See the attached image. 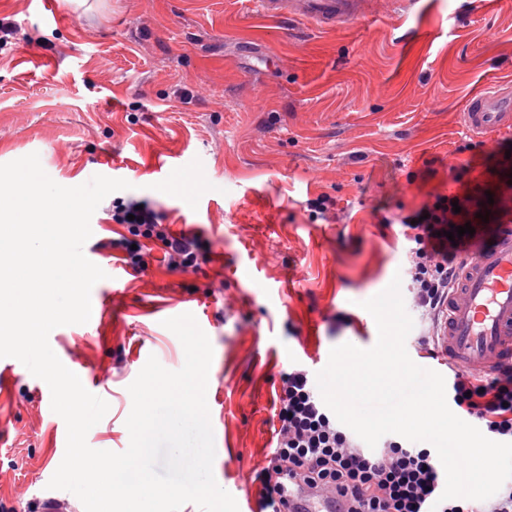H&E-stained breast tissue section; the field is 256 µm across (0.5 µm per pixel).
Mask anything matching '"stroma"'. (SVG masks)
Masks as SVG:
<instances>
[{"label": "stroma", "mask_w": 512, "mask_h": 512, "mask_svg": "<svg viewBox=\"0 0 512 512\" xmlns=\"http://www.w3.org/2000/svg\"><path fill=\"white\" fill-rule=\"evenodd\" d=\"M14 43L0 46V164L35 153L58 184L103 175L130 187L174 232L192 226L213 259L168 267L152 244L146 270L108 243L122 234L104 198L84 253L112 275L96 283L100 320L60 326L49 344L109 404L87 434L125 451L128 391L149 357L185 361L165 319L193 314L213 359L206 393L213 474L235 499L276 443L282 372L316 375L332 347L368 349L361 306L406 273L410 242L395 223L449 170L497 164L512 132L468 151V96L512 83V0H372L335 28L269 18L254 0H0ZM327 196L326 213L310 200ZM345 324H337V314ZM0 402V500L37 512L61 464L64 420L48 385L18 366Z\"/></svg>", "instance_id": "stroma-1"}]
</instances>
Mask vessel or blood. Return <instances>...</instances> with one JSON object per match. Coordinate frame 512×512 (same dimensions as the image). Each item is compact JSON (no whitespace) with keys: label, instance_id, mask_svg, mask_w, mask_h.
I'll return each mask as SVG.
<instances>
[{"label":"vessel or blood","instance_id":"b4317fda","mask_svg":"<svg viewBox=\"0 0 512 512\" xmlns=\"http://www.w3.org/2000/svg\"><path fill=\"white\" fill-rule=\"evenodd\" d=\"M271 17L304 19L319 25L357 19L367 0H255ZM464 129L478 137L512 128V87L474 91L461 113ZM479 237L491 244L477 254H463L460 284L448 298L439 329L440 363L458 370L489 374L512 363V224H479Z\"/></svg>","mask_w":512,"mask_h":512}]
</instances>
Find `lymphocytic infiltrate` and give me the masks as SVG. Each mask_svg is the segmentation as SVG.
Returning <instances> with one entry per match:
<instances>
[{
	"label": "lymphocytic infiltrate",
	"mask_w": 512,
	"mask_h": 512,
	"mask_svg": "<svg viewBox=\"0 0 512 512\" xmlns=\"http://www.w3.org/2000/svg\"><path fill=\"white\" fill-rule=\"evenodd\" d=\"M456 193H437L419 211L401 217L413 246L407 254L412 307L429 325L421 343L434 350L448 296L459 276L461 253L468 237L449 241L451 225L475 222L483 188L470 167L454 168ZM112 220L126 235L112 240L136 271L147 269L142 241L160 243L174 270H195L209 261L211 249L198 236L171 232L150 207L136 200L112 204ZM452 400L456 410L477 421L488 433L512 440V365L493 376L456 372ZM276 446L256 474L259 512H303L302 490L325 487L336 491V512H512V481L493 501L442 500L445 471L437 453L418 443L388 439L368 448L318 399L305 370L280 376Z\"/></svg>",
	"instance_id": "f902f5d3"
}]
</instances>
